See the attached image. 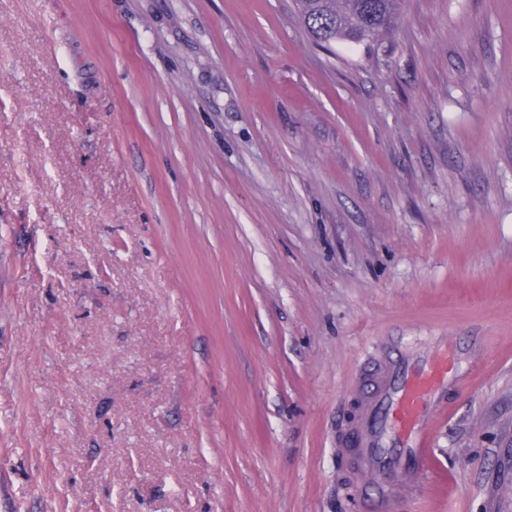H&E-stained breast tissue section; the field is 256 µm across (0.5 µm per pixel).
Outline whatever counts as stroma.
Returning <instances> with one entry per match:
<instances>
[{
    "label": "stroma",
    "instance_id": "obj_1",
    "mask_svg": "<svg viewBox=\"0 0 512 512\" xmlns=\"http://www.w3.org/2000/svg\"><path fill=\"white\" fill-rule=\"evenodd\" d=\"M424 336L473 384L389 512H512V0L327 49L0 0V512H361L336 444Z\"/></svg>",
    "mask_w": 512,
    "mask_h": 512
}]
</instances>
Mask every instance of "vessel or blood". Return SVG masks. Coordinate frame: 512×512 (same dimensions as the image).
Listing matches in <instances>:
<instances>
[{
  "label": "vessel or blood",
  "instance_id": "obj_1",
  "mask_svg": "<svg viewBox=\"0 0 512 512\" xmlns=\"http://www.w3.org/2000/svg\"><path fill=\"white\" fill-rule=\"evenodd\" d=\"M447 359L403 360L374 379L360 422L356 450L364 472L377 483L373 512H387L392 490H418L432 457L430 436L440 393L468 387Z\"/></svg>",
  "mask_w": 512,
  "mask_h": 512
}]
</instances>
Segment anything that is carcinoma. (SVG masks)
<instances>
[{
  "label": "carcinoma",
  "instance_id": "1",
  "mask_svg": "<svg viewBox=\"0 0 512 512\" xmlns=\"http://www.w3.org/2000/svg\"><path fill=\"white\" fill-rule=\"evenodd\" d=\"M308 33L322 46L371 43L394 28L402 0H297Z\"/></svg>",
  "mask_w": 512,
  "mask_h": 512
}]
</instances>
